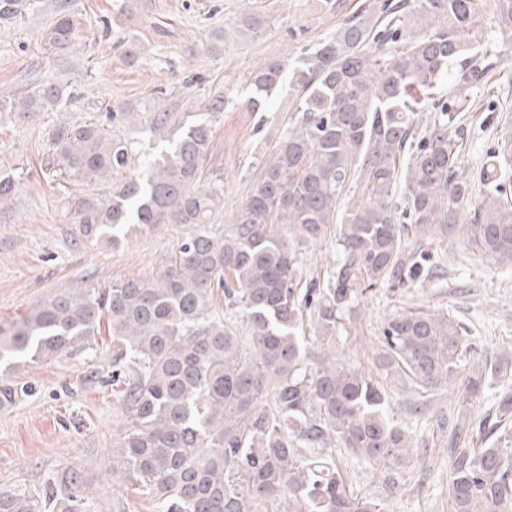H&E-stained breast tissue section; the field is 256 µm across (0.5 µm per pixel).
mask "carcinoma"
I'll list each match as a JSON object with an SVG mask.
<instances>
[{"label": "carcinoma", "mask_w": 512, "mask_h": 512, "mask_svg": "<svg viewBox=\"0 0 512 512\" xmlns=\"http://www.w3.org/2000/svg\"><path fill=\"white\" fill-rule=\"evenodd\" d=\"M498 30L483 29V0L381 3L345 21L292 64L270 58L242 102L266 112L288 86L292 115L225 224L224 174L208 167L216 95L199 112L124 103L103 120L61 122L52 133L60 192L109 182L103 198L72 200L75 239L117 245L131 224H176L185 234L149 279L108 289L59 287L21 320L0 324V363L53 361L96 349L107 331L112 386L126 426L112 441L113 483L155 512H387L353 495L336 449L386 473L395 490L412 439L389 413L388 387L338 357L359 296L390 280L430 282L453 238L512 266V128L499 136L478 191L458 169V115L475 78L512 44V0H497ZM264 12L235 32L256 37ZM44 49L68 54L79 36L60 14ZM448 81V97L438 95ZM66 86L44 82L0 99L26 118L53 109ZM433 121L417 134L424 105ZM167 144L157 156L144 145ZM402 188V205L393 203ZM335 232L326 283L302 280L300 249ZM463 327L448 314L409 309L381 330L379 362L410 391L465 372L448 426L450 512H512V394L498 414L471 407L512 369L508 357L466 369ZM31 386L0 373V406ZM502 431L491 448L475 433ZM87 512L77 486L40 498L0 492V512Z\"/></svg>", "instance_id": "carcinoma-1"}]
</instances>
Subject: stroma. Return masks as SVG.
I'll list each match as a JSON object with an SVG mask.
<instances>
[{
  "mask_svg": "<svg viewBox=\"0 0 512 512\" xmlns=\"http://www.w3.org/2000/svg\"><path fill=\"white\" fill-rule=\"evenodd\" d=\"M21 19L0 21V97L36 82L71 83L73 97L55 111L21 121L0 112V173L18 174L16 190L0 203V323L20 319L53 288L95 287L148 279L162 269L184 230L174 224L131 226L117 246L74 240V226L46 167L51 135L62 119L89 122L105 105H150L158 88L176 112H196L204 100L223 94L229 101L215 126L209 165L224 173V209L232 211L268 145L288 120L290 100L280 94L266 112L240 103L250 72L286 50L301 52L334 31L371 0H22ZM271 14L262 34L239 38L237 19L245 10ZM60 13L78 24L80 48L62 58L46 51L43 28ZM223 42H215L216 32ZM140 54L128 62L129 42ZM512 119V49L485 70L460 109L462 173L480 185L483 166L497 147L499 131ZM447 312L463 326L471 361L512 352V271L501 269L462 241L448 244L441 281L394 288L379 285L361 297L360 312L338 342L341 359L378 380L381 330L408 307ZM91 352L46 363L16 366L12 377L32 391L16 405L0 408V491L42 495L75 476L90 512H152V506L113 484L108 452L124 416L113 401L112 351L107 336ZM394 419L413 442V459L402 487L387 495L382 472L348 460L343 464L358 492L386 498L389 512H448V458L437 425L457 403L458 385L428 396L421 414L410 408L418 397L387 381Z\"/></svg>",
  "mask_w": 512,
  "mask_h": 512,
  "instance_id": "35a3bbf8",
  "label": "stroma"
}]
</instances>
